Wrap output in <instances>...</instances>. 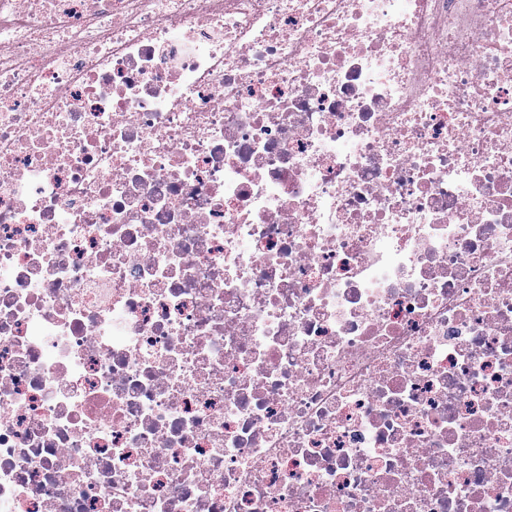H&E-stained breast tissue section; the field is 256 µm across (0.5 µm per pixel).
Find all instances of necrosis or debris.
Masks as SVG:
<instances>
[{"label": "necrosis or debris", "instance_id": "obj_1", "mask_svg": "<svg viewBox=\"0 0 512 512\" xmlns=\"http://www.w3.org/2000/svg\"><path fill=\"white\" fill-rule=\"evenodd\" d=\"M0 512H512V0H0Z\"/></svg>", "mask_w": 512, "mask_h": 512}]
</instances>
